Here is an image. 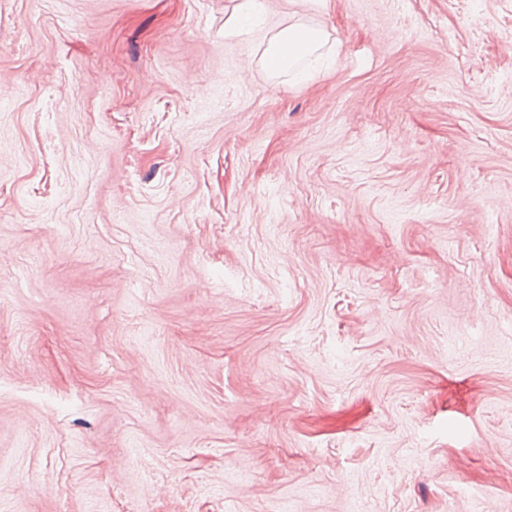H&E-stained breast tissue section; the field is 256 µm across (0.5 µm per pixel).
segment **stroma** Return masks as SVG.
Listing matches in <instances>:
<instances>
[{
	"label": "stroma",
	"mask_w": 512,
	"mask_h": 512,
	"mask_svg": "<svg viewBox=\"0 0 512 512\" xmlns=\"http://www.w3.org/2000/svg\"><path fill=\"white\" fill-rule=\"evenodd\" d=\"M240 2L0 0V512H512V0ZM321 32L303 25H292L271 37L265 50V66L270 75L275 76L285 68L293 56H305L315 50L320 43ZM288 47L289 58L282 53Z\"/></svg>",
	"instance_id": "stroma-1"
}]
</instances>
